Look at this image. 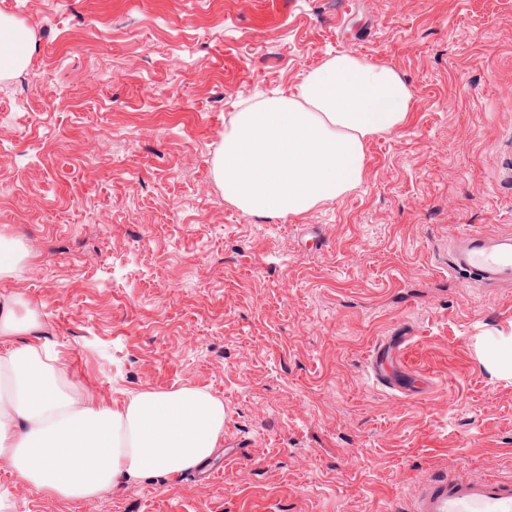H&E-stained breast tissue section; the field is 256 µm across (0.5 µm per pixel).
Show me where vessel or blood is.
Segmentation results:
<instances>
[{"mask_svg":"<svg viewBox=\"0 0 512 512\" xmlns=\"http://www.w3.org/2000/svg\"><path fill=\"white\" fill-rule=\"evenodd\" d=\"M448 273L495 287L512 281V234L490 236L475 228L458 238ZM370 369L375 381L403 396L421 388V381L385 367L382 347H374ZM409 512H512V476L488 470L480 474L438 473L419 485Z\"/></svg>","mask_w":512,"mask_h":512,"instance_id":"vessel-or-blood-1","label":"vessel or blood"}]
</instances>
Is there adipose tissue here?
<instances>
[{
	"mask_svg": "<svg viewBox=\"0 0 512 512\" xmlns=\"http://www.w3.org/2000/svg\"><path fill=\"white\" fill-rule=\"evenodd\" d=\"M30 31L0 16V78L26 68ZM413 93L394 69L339 53L295 93L233 114L216 173L225 200L269 218L310 212L359 186L366 143L408 122ZM37 306L0 294V460L37 492L80 502L132 480L172 478L211 457L224 403L205 389L145 387L119 405L74 384L41 340Z\"/></svg>",
	"mask_w": 512,
	"mask_h": 512,
	"instance_id": "adipose-tissue-1",
	"label": "adipose tissue"
}]
</instances>
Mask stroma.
Instances as JSON below:
<instances>
[{
    "mask_svg": "<svg viewBox=\"0 0 512 512\" xmlns=\"http://www.w3.org/2000/svg\"><path fill=\"white\" fill-rule=\"evenodd\" d=\"M36 40L0 79V236L33 254L0 293L109 401L203 388V468L65 503L0 464L16 512H390L434 472L512 474V284L448 275L474 225L512 232V0H0ZM348 52L410 85L357 188L300 217L224 198L243 103ZM66 90L69 100L56 96ZM405 337L397 399L372 347ZM383 347L375 346L370 355V371L375 381L395 396L408 395L423 387V383L409 375H398L385 368Z\"/></svg>",
    "mask_w": 512,
    "mask_h": 512,
    "instance_id": "obj_1",
    "label": "stroma"
}]
</instances>
